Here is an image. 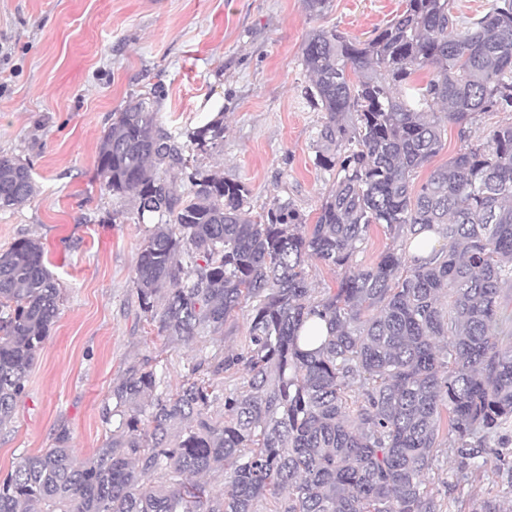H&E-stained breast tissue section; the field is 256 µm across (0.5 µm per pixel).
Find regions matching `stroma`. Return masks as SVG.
I'll return each mask as SVG.
<instances>
[{
  "label": "stroma",
  "instance_id": "35a3bbf8",
  "mask_svg": "<svg viewBox=\"0 0 512 512\" xmlns=\"http://www.w3.org/2000/svg\"><path fill=\"white\" fill-rule=\"evenodd\" d=\"M402 8V0H330L313 15L304 0H0V155L30 163L35 182L30 201L0 209V252L39 239L61 288L26 394L0 431V476L62 431L79 457L91 456L107 437L101 407L130 363L162 366L175 388L201 358L240 350L248 334L246 304L223 334L188 345L145 319L134 278L148 227L132 199L104 190L97 169L113 113L148 95L163 126L184 130L223 111L224 146L200 157L201 167L244 183L251 216L280 202L315 223L336 174L316 164L325 114L302 95V45L322 28L369 39ZM511 120L496 112L464 130L445 124L443 147L416 182ZM426 485L450 512H472L488 497L512 507V426L466 463L440 449Z\"/></svg>",
  "mask_w": 512,
  "mask_h": 512
}]
</instances>
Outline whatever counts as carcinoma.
Instances as JSON below:
<instances>
[{
	"label": "carcinoma",
	"mask_w": 512,
	"mask_h": 512,
	"mask_svg": "<svg viewBox=\"0 0 512 512\" xmlns=\"http://www.w3.org/2000/svg\"><path fill=\"white\" fill-rule=\"evenodd\" d=\"M453 9L405 0L368 41L335 29L304 41V97L326 113L317 165L337 169L310 226L279 203L252 219L245 184L197 165L224 145L223 112L185 131L162 126L148 96L114 114L97 154L104 189L155 220L134 281L144 317L189 343L223 333L248 302V335L174 392L149 363L128 366L101 408L112 427L102 447L80 458L61 431L20 454L0 478V512H259L267 497L271 512H441L425 482L439 448L472 459L512 425V332H494L512 287V122L414 185L444 122L512 112V0L463 22ZM174 167L178 183L166 178ZM33 192L29 165L0 157V208ZM375 226L394 247L353 263ZM432 230L444 246L411 255ZM311 259L344 269L338 288L313 295ZM47 264L29 237L0 253V430L58 315ZM312 316L329 336L305 350ZM238 368L243 385L216 383ZM226 468L213 491L206 476Z\"/></svg>",
	"instance_id": "carcinoma-1"
}]
</instances>
